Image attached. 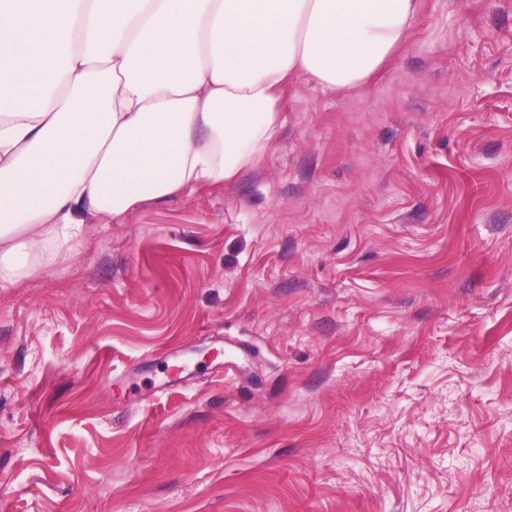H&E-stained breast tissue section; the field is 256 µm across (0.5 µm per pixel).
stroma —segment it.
Here are the masks:
<instances>
[{
	"instance_id": "obj_1",
	"label": "stroma",
	"mask_w": 512,
	"mask_h": 512,
	"mask_svg": "<svg viewBox=\"0 0 512 512\" xmlns=\"http://www.w3.org/2000/svg\"><path fill=\"white\" fill-rule=\"evenodd\" d=\"M0 512H512V0L1 287Z\"/></svg>"
}]
</instances>
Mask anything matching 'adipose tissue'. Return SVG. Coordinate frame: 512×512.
Listing matches in <instances>:
<instances>
[{
    "label": "adipose tissue",
    "mask_w": 512,
    "mask_h": 512,
    "mask_svg": "<svg viewBox=\"0 0 512 512\" xmlns=\"http://www.w3.org/2000/svg\"><path fill=\"white\" fill-rule=\"evenodd\" d=\"M418 0H0V286L146 203L234 182L292 79L377 78Z\"/></svg>",
    "instance_id": "adipose-tissue-1"
}]
</instances>
